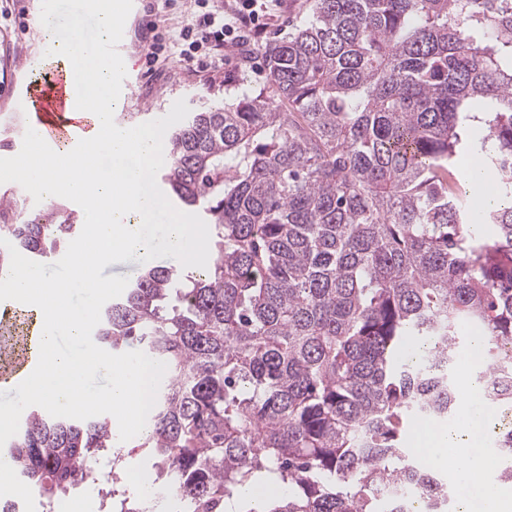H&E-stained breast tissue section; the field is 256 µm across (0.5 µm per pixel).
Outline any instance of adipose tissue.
Returning a JSON list of instances; mask_svg holds the SVG:
<instances>
[{
	"label": "adipose tissue",
	"mask_w": 512,
	"mask_h": 512,
	"mask_svg": "<svg viewBox=\"0 0 512 512\" xmlns=\"http://www.w3.org/2000/svg\"><path fill=\"white\" fill-rule=\"evenodd\" d=\"M465 396L459 409V423L455 426L426 425L414 436V445L426 463L434 468L453 467L458 477L469 472H486L491 459L481 446L480 435L489 418L488 412L477 411L474 399L479 385L469 374H462ZM469 498L462 512H512V483L469 487Z\"/></svg>",
	"instance_id": "1"
}]
</instances>
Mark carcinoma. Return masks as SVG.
<instances>
[{"mask_svg":"<svg viewBox=\"0 0 512 512\" xmlns=\"http://www.w3.org/2000/svg\"><path fill=\"white\" fill-rule=\"evenodd\" d=\"M265 57V91L169 132L160 180L210 224L206 268L147 269L96 336L166 363L144 446L193 512L261 478L280 489L263 512H412L416 494L441 512L404 442L456 410L466 328L486 401L512 411V0H313ZM479 128L486 196L463 169ZM79 232L56 204H0L30 259ZM493 429L512 481V425ZM116 447L109 415L34 406L3 453L50 498Z\"/></svg>","mask_w":512,"mask_h":512,"instance_id":"obj_1","label":"carcinoma"}]
</instances>
